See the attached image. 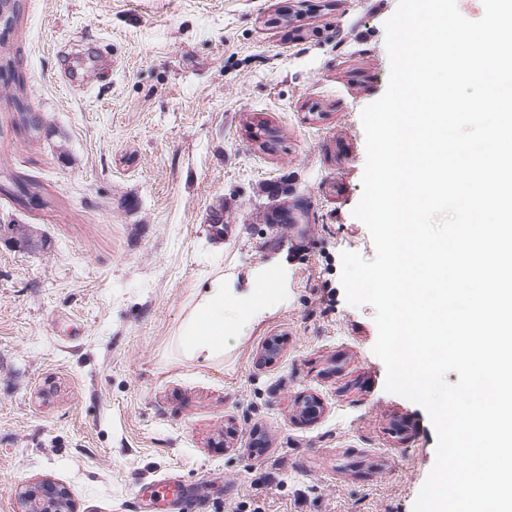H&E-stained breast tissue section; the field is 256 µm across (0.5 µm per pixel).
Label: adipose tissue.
<instances>
[{
    "mask_svg": "<svg viewBox=\"0 0 512 512\" xmlns=\"http://www.w3.org/2000/svg\"><path fill=\"white\" fill-rule=\"evenodd\" d=\"M279 298V282L268 273L249 279L240 290L225 287L223 275H216L197 289L174 343L189 358H221L237 333L257 322Z\"/></svg>",
    "mask_w": 512,
    "mask_h": 512,
    "instance_id": "adipose-tissue-1",
    "label": "adipose tissue"
}]
</instances>
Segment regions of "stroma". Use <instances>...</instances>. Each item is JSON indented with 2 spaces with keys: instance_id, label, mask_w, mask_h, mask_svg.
<instances>
[{
  "instance_id": "35a3bbf8",
  "label": "stroma",
  "mask_w": 512,
  "mask_h": 512,
  "mask_svg": "<svg viewBox=\"0 0 512 512\" xmlns=\"http://www.w3.org/2000/svg\"><path fill=\"white\" fill-rule=\"evenodd\" d=\"M397 6L21 0L0 32V171L39 197L1 192L0 224L46 245L0 243V512L44 479L74 512H133L168 474L211 512H412L436 433L386 391L376 310L341 283L343 252L375 255L353 215L361 113L386 90ZM278 204L291 223H267ZM279 261L283 299L223 359L176 350L202 281Z\"/></svg>"
}]
</instances>
